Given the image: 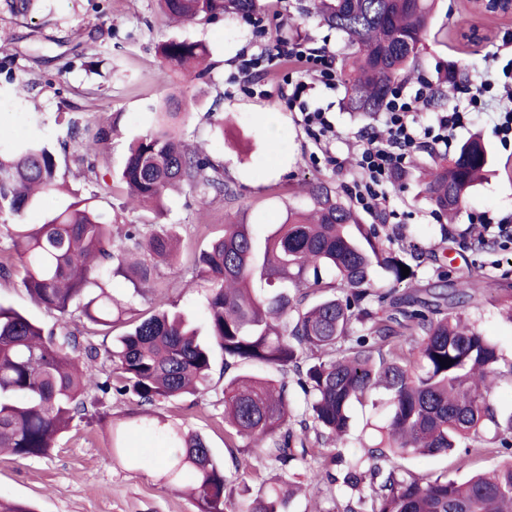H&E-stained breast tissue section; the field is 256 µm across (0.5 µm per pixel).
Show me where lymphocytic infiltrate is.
<instances>
[{
	"instance_id": "f902f5d3",
	"label": "lymphocytic infiltrate",
	"mask_w": 512,
	"mask_h": 512,
	"mask_svg": "<svg viewBox=\"0 0 512 512\" xmlns=\"http://www.w3.org/2000/svg\"><path fill=\"white\" fill-rule=\"evenodd\" d=\"M501 49L507 58L497 76L470 92L466 106L456 105L436 113L428 125L419 124L415 113L419 105L430 102V85L423 81L408 92L400 87L392 89L385 106V134H366L364 147L355 161L358 178L350 191L363 210L370 213L385 211L387 188L396 169L412 149L423 144L452 148L458 131L468 123L469 110L482 107L489 96L512 99V43L503 42ZM264 60L299 64L297 78L283 85L280 93L296 109L298 124L313 137L317 148L327 151L336 136L332 115L329 109L312 105L310 98L316 85L329 90L337 85L332 53L323 48H305L297 40H282L269 47Z\"/></svg>"
}]
</instances>
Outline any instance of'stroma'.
I'll return each mask as SVG.
<instances>
[{
	"label": "stroma",
	"instance_id": "35a3bbf8",
	"mask_svg": "<svg viewBox=\"0 0 512 512\" xmlns=\"http://www.w3.org/2000/svg\"><path fill=\"white\" fill-rule=\"evenodd\" d=\"M306 0H259L255 20L235 14L210 22L176 24L166 20L157 0H46V8L34 20L23 21L0 14V53L15 55L11 73H0V108L14 112L11 134L18 139L41 136L56 143L65 129L72 107H80L91 126L108 128L109 135L96 154L90 155L108 187L100 208L106 213L123 211L134 224H178L187 251L203 248L223 224L249 225L257 241H264L289 208L305 205L304 182L327 181L340 196H347L356 176L352 161L362 135L381 128L382 115L371 117L345 111L344 87H316L319 104H331L336 118L333 153L338 166L316 160L317 149L297 124L287 99L278 93L288 63L259 73L262 91H252L239 71L242 55L256 54L283 38H299L307 48H328L342 59L350 48L344 38L319 19L302 15ZM477 28L484 37L471 42L464 31ZM433 36L421 52L416 78L431 80L445 89L443 100L421 108L416 117L429 122L433 113L454 104L449 84L476 83L480 72L498 70L492 54L497 44L512 37V19L480 18L468 9L467 0H438L432 18ZM166 40L204 42L210 51L203 78L188 73L162 74L156 46ZM15 81L32 80L36 87L15 97ZM194 99L191 114L181 117L177 129L187 141L200 144L207 155L224 166V180L235 192L233 199L200 201L191 195H172L164 213L124 209L125 195L117 182L129 144L151 130L156 115L170 99ZM277 113L288 150L271 155L263 123L266 113ZM492 114L477 115L460 131L465 142L481 135L489 157V175L468 196L454 221H446L422 190L419 170L438 161L435 153L418 151L403 165L406 176L389 189V215L361 213L362 223L376 225L381 237L391 238L406 253L422 254L424 262L413 281L392 285L378 275L375 287L398 292L428 289L467 279L473 287L492 282L512 283V252L490 263L470 250L468 216L485 212L512 220V147L505 149L494 138ZM10 265V276L0 275V303L28 314L44 327H53L56 315L36 305L21 284L10 242L0 238V264ZM206 288L182 262L177 271L160 269L153 288L136 298L140 312L150 313L161 303L187 314L198 330L203 317ZM466 315L494 342L504 364L512 363V306L482 299L470 304ZM106 422H75L58 441L49 457L20 459L0 452V498L27 503L33 512H196L184 488L161 481L153 457L163 452V442L151 431H126L132 407L128 398L113 396L106 403ZM157 414L169 417L203 434L213 453L233 472L234 461L256 466L258 476L234 480L226 493V512H238L245 501L279 476L255 443L236 440L226 446L222 394L211 391L176 403L158 405ZM387 397L372 394L350 408V431L345 456H356L370 443L372 425L387 417Z\"/></svg>",
	"mask_w": 512,
	"mask_h": 512
}]
</instances>
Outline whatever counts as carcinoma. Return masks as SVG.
I'll list each match as a JSON object with an SVG mask.
<instances>
[{"instance_id":"1","label":"carcinoma","mask_w":512,"mask_h":512,"mask_svg":"<svg viewBox=\"0 0 512 512\" xmlns=\"http://www.w3.org/2000/svg\"><path fill=\"white\" fill-rule=\"evenodd\" d=\"M41 0H0V14L27 18ZM160 11L180 22L213 21L233 13L249 17L258 0H157ZM435 0H308L307 17H318L352 47L342 64L344 107L373 115L393 85L407 79L430 34ZM168 70L195 73L208 55L196 41L170 40L156 47ZM194 102L162 112L156 126L129 147L120 181L127 204L159 211L168 191L184 189L200 200L234 197L224 167L184 140L176 121ZM0 111V237L10 240L21 283L40 307L61 323L44 328L0 303V449L22 458L49 455L74 421L87 416L86 390L100 353L112 373L95 383L101 396L116 393L135 404L129 416L159 434L170 452L157 459L162 479L185 483L197 512H224L231 477L200 433L151 416L148 408L212 389L214 349L223 356L224 434L266 448V459L283 478L250 500L243 512H288L295 491L286 476L295 465L309 471L314 493H333L330 465L341 452L308 461L306 431L315 443L345 445L349 410L373 389L387 392L390 412L373 444L349 462L343 483L351 489L341 512H512V414H498L489 398L501 376L496 345L461 310L477 300L475 289L456 282L423 299L416 293L373 287L378 273L395 283L415 278L404 251L362 224L329 183H305L310 206L290 208L264 244L246 224H226L206 248L190 254L196 277L207 288L210 342L200 340L180 311L156 308L132 317L127 329L98 347L77 321L112 327L114 312L133 311L101 285L124 275L141 295L161 263L178 260L180 236L172 224H129L123 213L106 216L80 199L42 224L22 223L23 213L44 197L68 191L56 153L37 137L13 141ZM72 114L62 149L88 148L104 140ZM488 172V151L478 136L460 146L454 160L424 173V191L439 213L452 219ZM14 223H7V219ZM410 269L403 276L400 265ZM318 299L308 302L310 296ZM448 359V366L440 360ZM264 364L266 376L240 370ZM306 399L292 414L288 378ZM494 436L486 438L488 429ZM503 457L494 469L464 481L441 473L423 478L394 458L453 455L459 465L487 451Z\"/></svg>"}]
</instances>
